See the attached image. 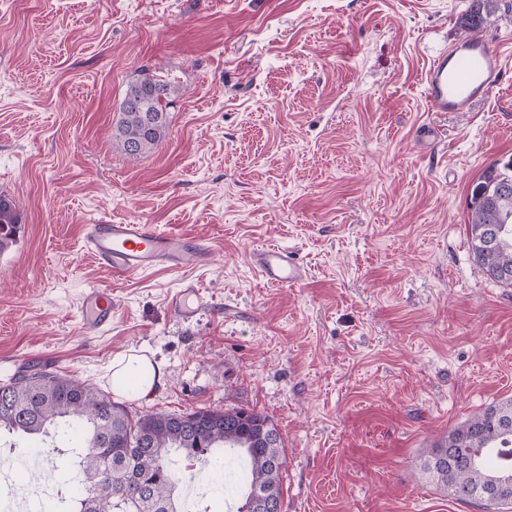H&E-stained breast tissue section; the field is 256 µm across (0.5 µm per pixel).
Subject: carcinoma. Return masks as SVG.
I'll return each instance as SVG.
<instances>
[{"instance_id":"obj_1","label":"carcinoma","mask_w":512,"mask_h":512,"mask_svg":"<svg viewBox=\"0 0 512 512\" xmlns=\"http://www.w3.org/2000/svg\"><path fill=\"white\" fill-rule=\"evenodd\" d=\"M492 0H473L462 27L477 33L489 24ZM180 85L148 65L126 89L112 135L132 159L166 136ZM469 203L470 250L493 280L512 286V163L489 166ZM13 204L0 196V253L15 241ZM512 399L472 414L428 449L423 471L448 496L481 503L488 474L512 466ZM17 435L39 448L46 441L77 459L66 473L69 512H182L173 491L178 458L224 465L232 449L246 488L236 512H258L259 503H282L284 441L271 419L254 409H196L132 415L110 395L77 379L19 372L0 384V434Z\"/></svg>"}]
</instances>
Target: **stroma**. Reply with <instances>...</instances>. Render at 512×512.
Here are the masks:
<instances>
[{
	"instance_id": "obj_1",
	"label": "stroma",
	"mask_w": 512,
	"mask_h": 512,
	"mask_svg": "<svg viewBox=\"0 0 512 512\" xmlns=\"http://www.w3.org/2000/svg\"><path fill=\"white\" fill-rule=\"evenodd\" d=\"M470 0H0V382L77 378L143 415L254 409L286 448L284 512H479L422 471L471 414L512 399V287L469 246L471 191L512 160V63L466 112L431 111L423 74L465 39ZM181 92L166 137L112 138L141 66ZM95 220L199 238L209 266L126 277L82 248ZM307 268L264 282L261 247ZM208 299L184 323L166 297ZM112 291L89 331L83 293ZM237 309L224 315L225 305ZM164 365L139 397L116 355ZM228 512L234 471L181 463ZM17 226L13 204L0 196V253L7 250L15 241Z\"/></svg>"
}]
</instances>
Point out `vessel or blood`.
Instances as JSON below:
<instances>
[{"mask_svg": "<svg viewBox=\"0 0 512 512\" xmlns=\"http://www.w3.org/2000/svg\"><path fill=\"white\" fill-rule=\"evenodd\" d=\"M505 55L479 38L449 47L434 59L423 75L426 100L435 112H465L477 100L488 97L500 83ZM84 249L99 265L120 275H142L157 268L180 269L187 260L208 265L210 248L201 240L184 234L164 232L139 222L109 223L103 220L85 225ZM254 268L270 284L288 286L302 283L306 268L291 252L277 247L254 251ZM168 306L184 322H193L205 308L206 300L195 283L186 281L173 291ZM81 317L88 329L102 330L112 324V293L91 288L82 295Z\"/></svg>", "mask_w": 512, "mask_h": 512, "instance_id": "b4317fda", "label": "vessel or blood"}]
</instances>
